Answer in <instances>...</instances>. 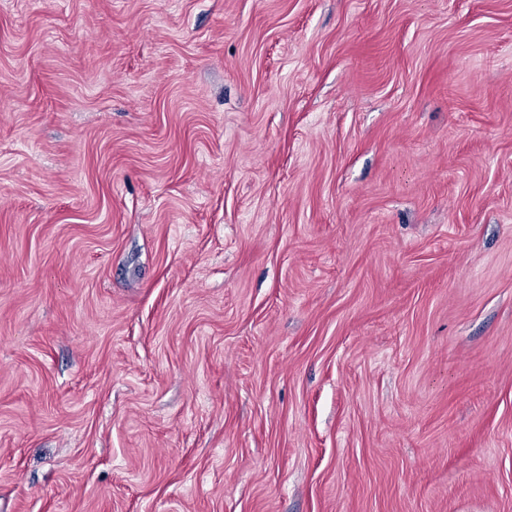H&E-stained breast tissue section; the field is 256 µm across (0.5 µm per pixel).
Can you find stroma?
I'll return each instance as SVG.
<instances>
[{
  "instance_id": "stroma-1",
  "label": "stroma",
  "mask_w": 512,
  "mask_h": 512,
  "mask_svg": "<svg viewBox=\"0 0 512 512\" xmlns=\"http://www.w3.org/2000/svg\"><path fill=\"white\" fill-rule=\"evenodd\" d=\"M0 512H512V0H0Z\"/></svg>"
}]
</instances>
